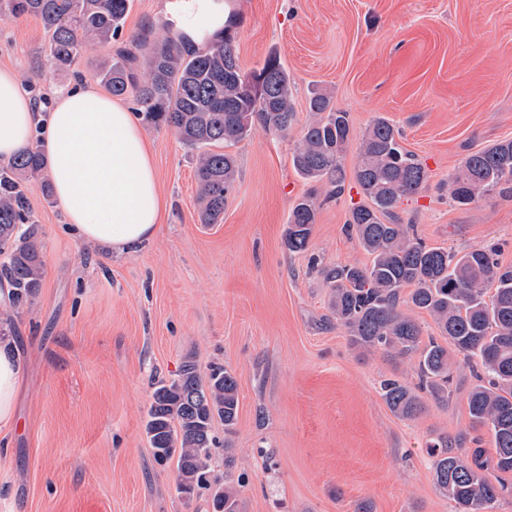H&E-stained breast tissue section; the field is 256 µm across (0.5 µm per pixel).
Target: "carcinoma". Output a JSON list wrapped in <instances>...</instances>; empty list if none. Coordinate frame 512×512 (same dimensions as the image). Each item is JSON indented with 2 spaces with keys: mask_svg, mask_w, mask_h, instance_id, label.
Returning <instances> with one entry per match:
<instances>
[{
  "mask_svg": "<svg viewBox=\"0 0 512 512\" xmlns=\"http://www.w3.org/2000/svg\"><path fill=\"white\" fill-rule=\"evenodd\" d=\"M130 0H0V19L32 15L47 36V64L57 74L73 70L78 50L110 45L122 31ZM191 39L147 40L129 52L102 58L95 76L114 97H131L136 112L155 127L172 131L196 151L195 180L199 219L218 224L238 176V158L230 147L257 127L287 136L295 121V101L288 72L275 54L246 72L228 42L204 53L185 50ZM310 120L292 155L296 172L308 182L340 195L347 180L343 160L355 137L350 115L337 110L332 96L316 89L308 98ZM402 134L385 118L376 119L359 137L353 178L366 203L350 210L346 222L371 257L364 266H324L336 324L346 329L350 345L365 354L379 351L394 361L416 359L417 388L398 377L381 382L389 409L412 419L424 409L419 392L446 404L452 394L451 356L475 363L466 402L474 425L491 432L493 454L473 448L463 454L464 438L429 442L435 484L448 494L455 512H491L504 494H512V266L498 260L500 247L456 251L430 247L414 225L398 213L403 200L425 188L428 173L401 144ZM41 182L52 196V177L42 144L33 141L18 155L0 161V252L8 261L0 280L11 291L0 324L31 300L42 286L44 260L36 221L25 185ZM498 193L512 198V140L468 154L448 180V196L458 207ZM319 204L303 196L288 216L285 246L291 253L309 249ZM432 317L439 336L423 340L421 326L406 313ZM239 408L238 380L222 365L207 378L185 362L177 378L154 387L145 434L154 458H177L178 494L191 498L210 493L213 512H240L237 493L208 479L214 422L231 432Z\"/></svg>",
  "mask_w": 512,
  "mask_h": 512,
  "instance_id": "1",
  "label": "carcinoma"
}]
</instances>
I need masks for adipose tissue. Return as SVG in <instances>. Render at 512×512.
Instances as JSON below:
<instances>
[{
    "label": "adipose tissue",
    "instance_id": "1",
    "mask_svg": "<svg viewBox=\"0 0 512 512\" xmlns=\"http://www.w3.org/2000/svg\"><path fill=\"white\" fill-rule=\"evenodd\" d=\"M37 129L68 229L118 255L157 235L161 199L146 134L121 104L84 81L57 93L43 116L18 72L0 69V159L24 148ZM19 374L13 341L0 336V426L15 419Z\"/></svg>",
    "mask_w": 512,
    "mask_h": 512
}]
</instances>
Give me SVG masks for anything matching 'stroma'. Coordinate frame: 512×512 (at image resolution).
<instances>
[{
    "mask_svg": "<svg viewBox=\"0 0 512 512\" xmlns=\"http://www.w3.org/2000/svg\"><path fill=\"white\" fill-rule=\"evenodd\" d=\"M176 0H132L112 44L83 48L75 75L41 70L39 19L0 21V67L26 93L50 100L135 38L177 36ZM249 18L225 32L250 71L277 54L293 85L288 136L254 130L237 144L239 177L219 224L200 223L195 161L175 135L147 128L166 208L158 235L113 256L65 231L57 200L26 186L43 243L45 277L14 315L21 373L16 420L0 428V512H209L177 494L176 462L156 464L144 432L152 385L184 361L221 364L239 383L235 465L213 451L210 475L228 481L241 512H452L426 448L470 433V368L456 362L448 403L397 417L380 380L416 383L413 362L361 355L330 310L309 264L365 265L344 225L361 202L299 176L291 157L310 114L309 93H332L361 133L383 117L428 172L399 209L427 245L495 244L512 265V199L453 205L445 183L472 151L512 139V0H236ZM323 202L309 254L284 245L288 215L309 192Z\"/></svg>",
    "mask_w": 512,
    "mask_h": 512,
    "instance_id": "obj_1",
    "label": "stroma"
}]
</instances>
